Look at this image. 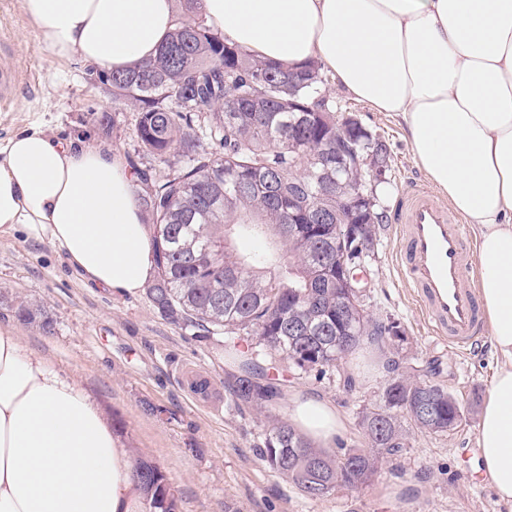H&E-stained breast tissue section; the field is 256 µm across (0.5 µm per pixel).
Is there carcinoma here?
Returning <instances> with one entry per match:
<instances>
[{
    "label": "carcinoma",
    "mask_w": 512,
    "mask_h": 512,
    "mask_svg": "<svg viewBox=\"0 0 512 512\" xmlns=\"http://www.w3.org/2000/svg\"><path fill=\"white\" fill-rule=\"evenodd\" d=\"M184 2L185 17L154 58L103 77L113 102L138 114L143 151L182 164L162 179L136 171L137 197L152 220L155 273L147 295L170 324L204 341L221 337L237 353L238 373L224 391L236 408L267 413L261 454L271 469L311 499L362 487L407 447L410 430L446 434L463 416L445 387L413 367L399 370L395 360L379 400L359 412V448H315L268 414L288 377L267 356L321 376L365 340L395 355L407 342L399 323L352 304V289L339 287L336 272V244L350 220L344 201L360 174L351 172L338 188L327 170L336 144L359 150L367 135L336 115L325 76L257 58L211 30L198 0ZM291 189L299 192L292 210ZM372 212L376 223L362 225L371 253L388 221L379 204ZM244 229L279 247L238 254L235 237ZM12 307L27 324H49L39 304L19 299ZM427 391L431 411H415ZM129 480L142 512H179L166 472L152 460L134 459Z\"/></svg>",
    "instance_id": "1"
}]
</instances>
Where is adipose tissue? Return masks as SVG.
I'll list each match as a JSON object with an SVG mask.
<instances>
[{"instance_id":"ef3b65f1","label":"adipose tissue","mask_w":512,"mask_h":512,"mask_svg":"<svg viewBox=\"0 0 512 512\" xmlns=\"http://www.w3.org/2000/svg\"><path fill=\"white\" fill-rule=\"evenodd\" d=\"M60 63L124 71L156 56L175 0H20ZM208 25L258 57L318 61L391 112L449 206L474 224L478 294L501 357L480 415L479 463L512 502V0H200ZM133 177L108 145L33 127L0 145V235L53 246L89 285L135 292L153 275ZM288 418L315 446L335 406L294 392ZM129 458L91 397L0 326V512H121Z\"/></svg>"}]
</instances>
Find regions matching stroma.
I'll list each match as a JSON object with an SVG mask.
<instances>
[{
  "mask_svg": "<svg viewBox=\"0 0 512 512\" xmlns=\"http://www.w3.org/2000/svg\"><path fill=\"white\" fill-rule=\"evenodd\" d=\"M0 25L11 32L15 64L28 74L14 90L11 111L0 112V144L39 126L110 145L129 169H147L158 178L172 174V166L141 151L136 113L117 111L99 71L78 61H53L19 0H0ZM326 92L387 141L392 171L378 195L387 212H394L412 184L428 181L403 126L393 113L372 110L336 82H328ZM378 240L365 307L373 317L401 323L408 338L405 355L418 368H431V380L458 399L465 417L445 435L412 432L407 448L388 458L372 485L340 488L321 499L303 495L261 457L266 416L228 406L224 380L234 366L222 344L198 341L167 322L145 291L88 287L49 245L1 235L0 294L42 305L51 326L45 331L19 323L3 305L0 324L16 327L27 351L86 391L105 415L123 419L120 445L165 469L180 512H512L476 469L480 414L497 367L492 338L484 336L474 350L463 351L433 335L412 288L397 275L395 224L381 225ZM386 362L379 350L365 345L349 363L319 379H293L291 387L336 406L346 425L341 438L356 446L358 413L377 400L389 377ZM355 366L361 376L345 387ZM195 375L209 380L207 395L190 391L187 382Z\"/></svg>",
  "mask_w": 512,
  "mask_h": 512,
  "instance_id": "stroma-1",
  "label": "stroma"
}]
</instances>
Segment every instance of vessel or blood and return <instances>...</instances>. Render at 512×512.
Listing matches in <instances>:
<instances>
[{
    "instance_id": "vessel-or-blood-1",
    "label": "vessel or blood",
    "mask_w": 512,
    "mask_h": 512,
    "mask_svg": "<svg viewBox=\"0 0 512 512\" xmlns=\"http://www.w3.org/2000/svg\"><path fill=\"white\" fill-rule=\"evenodd\" d=\"M23 74L11 58L0 60V112L9 111L11 91ZM397 273L412 288L432 332L450 345L472 349L484 331L476 283L470 273L479 254L460 217L424 185H413L396 213Z\"/></svg>"
}]
</instances>
